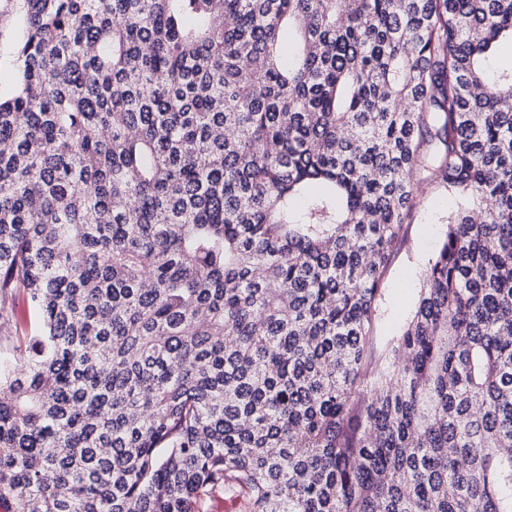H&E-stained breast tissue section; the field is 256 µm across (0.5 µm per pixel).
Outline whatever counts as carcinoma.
<instances>
[{"mask_svg": "<svg viewBox=\"0 0 512 512\" xmlns=\"http://www.w3.org/2000/svg\"><path fill=\"white\" fill-rule=\"evenodd\" d=\"M15 2L0 504L512 512V0ZM459 206L458 198L435 184L424 185L419 192L403 241L394 253L382 285L386 311L374 328V335L379 337L378 349L405 323L415 289L420 288L421 273Z\"/></svg>", "mask_w": 512, "mask_h": 512, "instance_id": "obj_1", "label": "carcinoma"}]
</instances>
